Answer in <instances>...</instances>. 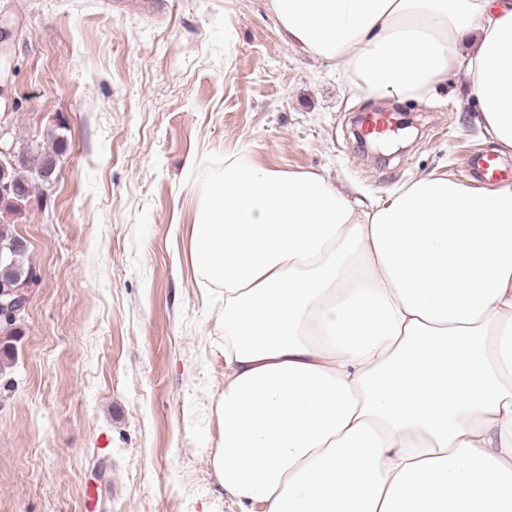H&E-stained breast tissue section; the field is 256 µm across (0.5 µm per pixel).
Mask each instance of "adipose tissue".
<instances>
[{
	"label": "adipose tissue",
	"mask_w": 512,
	"mask_h": 512,
	"mask_svg": "<svg viewBox=\"0 0 512 512\" xmlns=\"http://www.w3.org/2000/svg\"><path fill=\"white\" fill-rule=\"evenodd\" d=\"M269 5L352 97L422 100L463 73L512 153V0ZM190 253L224 290L211 465L241 512H512V184L432 174L362 208L245 148Z\"/></svg>",
	"instance_id": "1"
}]
</instances>
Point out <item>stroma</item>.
I'll return each mask as SVG.
<instances>
[{"label": "stroma", "instance_id": "1", "mask_svg": "<svg viewBox=\"0 0 512 512\" xmlns=\"http://www.w3.org/2000/svg\"><path fill=\"white\" fill-rule=\"evenodd\" d=\"M0 28V141L25 175L64 142L43 195L0 213L41 274L0 359V512H240L210 465L224 291L190 258L201 190L245 145L366 204L463 181L492 150L465 80L352 98L269 0H0ZM375 110L417 123L402 153L356 140Z\"/></svg>", "mask_w": 512, "mask_h": 512}]
</instances>
